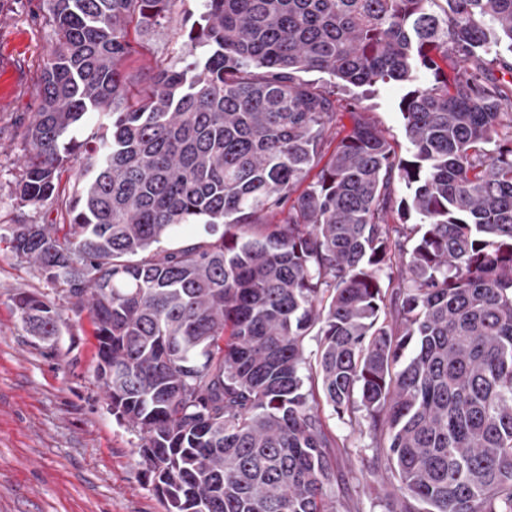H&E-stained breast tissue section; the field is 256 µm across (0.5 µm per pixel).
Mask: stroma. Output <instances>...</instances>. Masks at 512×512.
<instances>
[{
	"label": "stroma",
	"instance_id": "1",
	"mask_svg": "<svg viewBox=\"0 0 512 512\" xmlns=\"http://www.w3.org/2000/svg\"><path fill=\"white\" fill-rule=\"evenodd\" d=\"M176 22L129 25L132 53L122 62L126 94L137 100L143 76L178 48L179 18L198 14L200 0H181ZM46 0H0V512H165L138 463V436L117 419L97 379L98 342L89 319H77L59 286L33 262L17 256L4 237L11 225L37 224L22 206L16 182L25 154V131L40 109L37 88L53 48ZM397 85L336 96L330 141L352 127L361 107L399 153L406 137ZM34 292L59 309V334H30L15 303Z\"/></svg>",
	"mask_w": 512,
	"mask_h": 512
}]
</instances>
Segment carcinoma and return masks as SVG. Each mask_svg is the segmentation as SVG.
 Here are the masks:
<instances>
[{
  "label": "carcinoma",
  "instance_id": "1",
  "mask_svg": "<svg viewBox=\"0 0 512 512\" xmlns=\"http://www.w3.org/2000/svg\"><path fill=\"white\" fill-rule=\"evenodd\" d=\"M48 2L16 194L55 217L9 244L92 322L165 512H353L355 448L383 512H512V81L481 75L512 0H203L134 104L127 27L178 0ZM309 72L408 87L409 155L359 111L325 156ZM16 304L57 335L53 304Z\"/></svg>",
  "mask_w": 512,
  "mask_h": 512
}]
</instances>
